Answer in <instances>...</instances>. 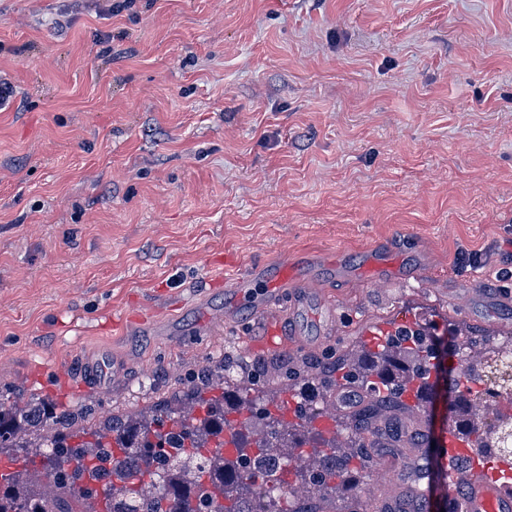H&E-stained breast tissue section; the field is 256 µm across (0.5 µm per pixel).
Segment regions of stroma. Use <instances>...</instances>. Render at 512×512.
<instances>
[{"mask_svg":"<svg viewBox=\"0 0 512 512\" xmlns=\"http://www.w3.org/2000/svg\"><path fill=\"white\" fill-rule=\"evenodd\" d=\"M110 2L0 0V392L86 406L90 433L226 358L279 401L284 368L332 370L367 328L506 341L512 0ZM228 253L304 254L307 304L204 287ZM432 455L377 445L295 502L378 512Z\"/></svg>","mask_w":512,"mask_h":512,"instance_id":"35a3bbf8","label":"stroma"}]
</instances>
